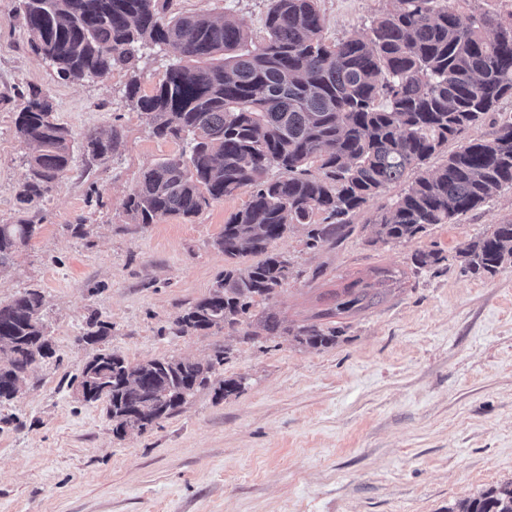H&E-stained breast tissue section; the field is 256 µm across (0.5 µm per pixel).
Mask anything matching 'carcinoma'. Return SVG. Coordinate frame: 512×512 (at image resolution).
<instances>
[{"label": "carcinoma", "instance_id": "carcinoma-1", "mask_svg": "<svg viewBox=\"0 0 512 512\" xmlns=\"http://www.w3.org/2000/svg\"><path fill=\"white\" fill-rule=\"evenodd\" d=\"M169 0H23V25L33 50L64 80L135 67L140 49L171 48V66L150 95L137 78L132 106L159 138L190 137L189 155L148 169L125 202L136 224L197 215L212 200L250 191L224 225L218 246L230 268L212 293L190 307L177 332L241 324L252 302L268 299L288 279V262L270 244L294 224L321 223L311 245L337 242L353 217L394 187L396 198L372 220L376 240L401 243L436 224H456L512 188V117L492 121L486 136L429 160L512 98V11L463 12L450 0H398L360 35L327 41L317 0H272L257 42L238 23L209 14L166 16ZM18 138L33 146L19 199L45 196L70 164V133L55 122L48 97L32 88L16 120ZM118 136L90 133L88 152L105 158ZM318 162V173L308 164ZM278 175L270 177V169ZM35 225L0 224V269L31 240ZM255 264L241 266L249 256ZM463 270L495 274L512 265V221L458 251ZM443 260L413 255L417 269ZM381 292L350 285L325 315L360 311ZM43 296L25 291L0 302V405L31 367L52 355L41 318ZM339 330L297 328L302 346L336 345ZM226 351L202 364L159 358L132 364L109 352L93 357L97 384L86 402L106 400L119 436L142 432L171 416L208 386ZM448 512H512V483L462 500Z\"/></svg>", "mask_w": 512, "mask_h": 512}]
</instances>
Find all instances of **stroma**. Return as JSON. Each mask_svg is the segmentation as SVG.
I'll use <instances>...</instances> for the list:
<instances>
[{
    "mask_svg": "<svg viewBox=\"0 0 512 512\" xmlns=\"http://www.w3.org/2000/svg\"><path fill=\"white\" fill-rule=\"evenodd\" d=\"M269 0H170L172 15L207 13L263 35ZM19 0H0V224L18 216L37 233L0 272V301L34 289L53 357L30 370L0 406V512H448L512 482V267L464 273L457 255L493 224L512 220V188L456 224L402 243L377 242L370 202L338 243L308 244L297 225L271 245L291 273L255 299L236 329L175 335L176 321L224 272L215 245L250 198L241 190L188 219L141 226L124 202L145 170L189 151L155 137L126 91L152 94L176 63L145 47L137 73L115 68L60 79L30 47ZM325 35L364 32L397 0H318ZM45 92L71 133V163L43 201L21 210L31 149L15 122L29 87ZM118 131L108 158L85 137ZM437 250L438 265L411 256ZM381 282L382 302L326 316L352 281ZM323 315L336 346L299 345L290 331ZM277 317L275 336L258 335ZM226 348L209 387L140 433L113 431L106 401L74 399L70 379L99 353L128 361L209 362ZM241 386L221 390L223 381Z\"/></svg>",
    "mask_w": 512,
    "mask_h": 512,
    "instance_id": "stroma-1",
    "label": "stroma"
}]
</instances>
